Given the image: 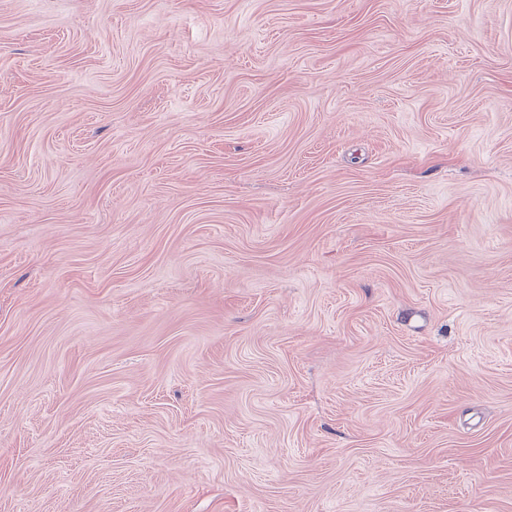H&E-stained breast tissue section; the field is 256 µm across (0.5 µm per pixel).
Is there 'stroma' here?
<instances>
[{
  "mask_svg": "<svg viewBox=\"0 0 512 512\" xmlns=\"http://www.w3.org/2000/svg\"><path fill=\"white\" fill-rule=\"evenodd\" d=\"M0 512H512V0H0Z\"/></svg>",
  "mask_w": 512,
  "mask_h": 512,
  "instance_id": "obj_1",
  "label": "stroma"
}]
</instances>
